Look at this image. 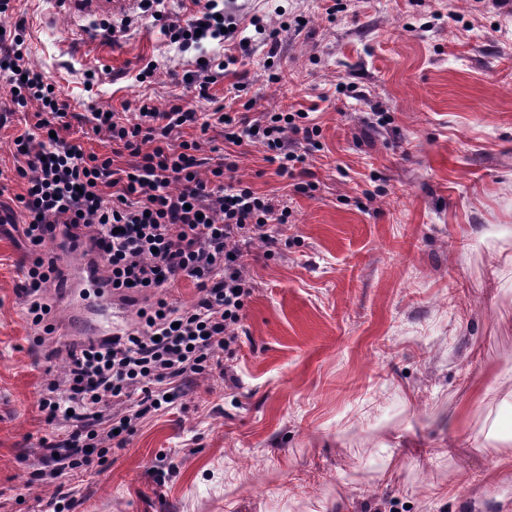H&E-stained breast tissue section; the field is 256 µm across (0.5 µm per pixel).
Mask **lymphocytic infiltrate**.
<instances>
[{
    "label": "lymphocytic infiltrate",
    "instance_id": "obj_1",
    "mask_svg": "<svg viewBox=\"0 0 512 512\" xmlns=\"http://www.w3.org/2000/svg\"><path fill=\"white\" fill-rule=\"evenodd\" d=\"M220 2L193 0L197 14L168 26L171 41L224 42ZM0 77L15 109L33 111L36 119L33 130L13 140L23 159L16 175L26 186L18 197L25 238L36 249L48 240L64 252L82 247L101 259L113 294L146 301L135 327L64 340L49 351V358H64L66 369L42 391L39 408L54 430L39 441L41 466L32 479L50 484L89 471L109 448H125L147 416L177 407L198 379L234 356L254 292L246 258L254 246L270 253L283 242L289 208L237 178L239 158L232 153L201 173L205 143L183 139L184 128H218L227 143L262 145L277 174L303 194L314 188L307 162L319 149V128L304 112H198V102L209 97L203 82L195 100L162 112L147 103L131 119L94 112L92 130L111 149L100 155L80 140L54 136L69 105L29 66L22 33L0 34ZM123 155L133 164L117 166ZM24 276L31 325L54 334L46 292L62 285L57 259L35 258ZM184 280L201 292L188 307L172 297Z\"/></svg>",
    "mask_w": 512,
    "mask_h": 512
}]
</instances>
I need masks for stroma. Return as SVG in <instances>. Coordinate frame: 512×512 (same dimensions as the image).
<instances>
[{"label":"stroma","instance_id":"stroma-1","mask_svg":"<svg viewBox=\"0 0 512 512\" xmlns=\"http://www.w3.org/2000/svg\"><path fill=\"white\" fill-rule=\"evenodd\" d=\"M182 2L166 0L160 20L138 8L76 21L50 0L0 16L24 26L31 68L73 112L192 99L186 74L223 48L239 63L202 111L292 105L323 145L309 194L261 145L243 146L239 177L292 210L288 245L248 260L255 291L225 375L148 417L101 472L66 479L74 512H512V470L472 445L487 417L512 435V406L479 400L493 379L512 385V0H342L333 16V0H224L233 35L184 51L165 33L187 19ZM149 62L153 81L138 83ZM9 105L0 78L5 208L24 191L12 139L32 121ZM32 258L22 232L0 226V512H39L55 492L30 482L52 431L41 391L64 370L24 315ZM69 294L47 292L57 333L88 339L107 300L89 296L73 317ZM451 415L446 452L436 422ZM399 434L409 447H393Z\"/></svg>","mask_w":512,"mask_h":512}]
</instances>
